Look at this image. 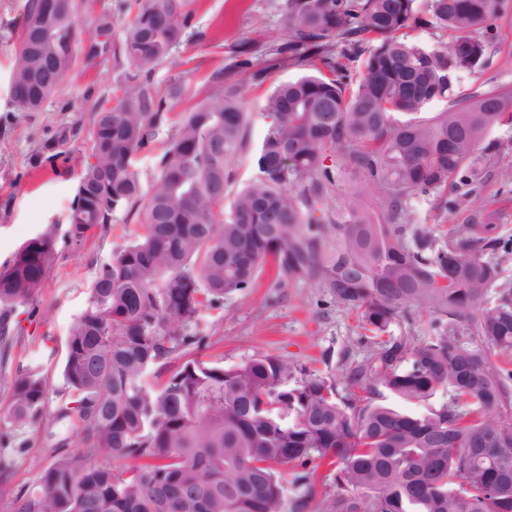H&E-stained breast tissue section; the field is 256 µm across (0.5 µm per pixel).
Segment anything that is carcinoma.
<instances>
[{"instance_id": "obj_1", "label": "carcinoma", "mask_w": 512, "mask_h": 512, "mask_svg": "<svg viewBox=\"0 0 512 512\" xmlns=\"http://www.w3.org/2000/svg\"><path fill=\"white\" fill-rule=\"evenodd\" d=\"M504 3L426 0L423 20L417 0H283L287 39L258 68L250 44L238 46L222 85L184 113L145 197L133 159L167 122L150 78L185 16L180 0H136L124 25L130 73L116 104L93 111L95 162L68 233L79 242L137 203L142 233L98 270L69 331L71 401L57 418L79 451L48 434L54 461L17 492L12 512H304L318 494L314 462L336 467L321 512H512V374L494 361L512 351V287L499 283L494 259L507 246L491 213L442 244L412 215L420 195L468 206L512 153V136H493L512 123V90L454 92L460 75L487 65ZM96 5L54 0L44 15L28 0L12 65L19 111L60 92L78 54V18ZM420 21L453 41L435 49L401 38ZM302 66L312 73L268 95L256 174L220 219L249 124L237 76L262 84L273 69ZM440 100L445 110L418 117ZM53 255L42 233L0 268V332L41 288ZM269 262L358 314L378 363L352 375L364 399L339 396L332 377L275 353L228 368L191 356L200 310L250 288ZM411 307L447 317L448 332L415 345L389 335ZM173 355L186 360L147 387L148 370ZM380 386L411 403L446 399L407 413L377 402ZM47 399L39 372L15 375L0 447L27 446Z\"/></svg>"}]
</instances>
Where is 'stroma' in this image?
Listing matches in <instances>:
<instances>
[{
	"instance_id": "35a3bbf8",
	"label": "stroma",
	"mask_w": 512,
	"mask_h": 512,
	"mask_svg": "<svg viewBox=\"0 0 512 512\" xmlns=\"http://www.w3.org/2000/svg\"><path fill=\"white\" fill-rule=\"evenodd\" d=\"M26 0H0V266L36 234L53 231L54 257L48 275L32 299L17 304L10 316V347L0 359V415L7 412L11 380L29 368L45 376L49 396L40 424L30 429L26 448L11 452L8 478L0 479V512H11L19 488L33 484L37 470L53 455L45 445L48 432L61 431L54 420L68 392L62 377L65 342L69 330L84 310L96 271L113 253L134 241L141 231L140 211L116 212L107 231H93L81 244L68 237V216L88 155L86 133L58 142L61 127L88 124L98 104L114 102L129 71L123 52V26L135 0H100L111 10L114 25L104 51L90 54V44L100 37L91 18L78 22L81 53L68 72L59 94L39 112H21L10 97L14 44L20 31ZM188 15L183 35L154 74L158 96H165L173 78H181L183 94L170 102L169 121L153 142L135 156L143 193L152 192L159 178L158 159L177 132V120L208 96L214 74L224 70L246 38L258 52L285 38L282 0H182ZM490 61L475 74L460 78L456 90L470 95L492 86L512 87V10L495 21L489 34ZM300 69L272 72L264 83H244L242 97L250 115L246 143L235 163V188L255 176L254 157L268 130L262 112L273 88L299 77ZM512 154L501 157L491 177L473 199L472 206L494 212L498 232L512 242ZM468 209L443 211L433 198L414 201L418 223L430 225L438 241L449 228L466 223ZM444 320L423 308L412 307L389 329L391 335L418 343L439 335ZM202 337L199 354L219 367H231L254 355L273 352L314 370L328 373L340 396L355 394L351 369L374 361L356 312L336 306L323 289L292 282L265 271L253 288L225 296L205 306L193 325Z\"/></svg>"
}]
</instances>
